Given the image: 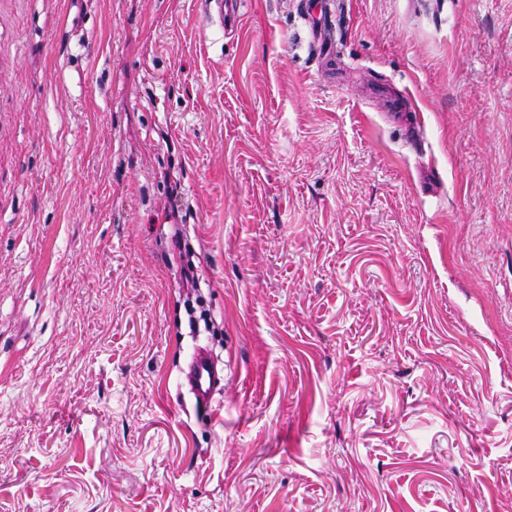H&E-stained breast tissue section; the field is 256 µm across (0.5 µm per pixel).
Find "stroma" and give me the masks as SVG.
<instances>
[{"mask_svg":"<svg viewBox=\"0 0 512 512\" xmlns=\"http://www.w3.org/2000/svg\"><path fill=\"white\" fill-rule=\"evenodd\" d=\"M305 2L0 0V512H512V0ZM189 393L197 409L207 416L217 417V409L221 406L224 383V370L204 352L197 351L192 356L186 373Z\"/></svg>","mask_w":512,"mask_h":512,"instance_id":"stroma-1","label":"stroma"}]
</instances>
